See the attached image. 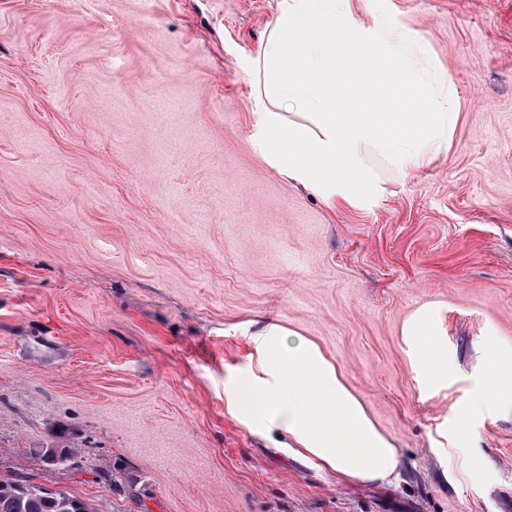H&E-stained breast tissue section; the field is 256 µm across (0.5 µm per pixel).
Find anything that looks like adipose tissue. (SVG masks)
Segmentation results:
<instances>
[{
    "instance_id": "adipose-tissue-1",
    "label": "adipose tissue",
    "mask_w": 512,
    "mask_h": 512,
    "mask_svg": "<svg viewBox=\"0 0 512 512\" xmlns=\"http://www.w3.org/2000/svg\"><path fill=\"white\" fill-rule=\"evenodd\" d=\"M260 149L283 176L328 206L354 205L382 191L369 163L406 171L448 148L458 121L450 76L432 71L402 27L360 23L352 0H281L254 60ZM418 367L435 384L450 370L431 308L406 326ZM279 383L248 382L237 402L278 419L294 442L336 473L384 482L398 469L393 442L313 345L280 352ZM512 403V353L491 349L472 406Z\"/></svg>"
}]
</instances>
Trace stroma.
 Returning a JSON list of instances; mask_svg holds the SVG:
<instances>
[{"label": "stroma", "mask_w": 512, "mask_h": 512, "mask_svg": "<svg viewBox=\"0 0 512 512\" xmlns=\"http://www.w3.org/2000/svg\"><path fill=\"white\" fill-rule=\"evenodd\" d=\"M279 3L0 0V471L104 512H512V404L457 420L512 348V0H353L419 40L460 115L429 166L371 158L385 193L333 208L257 146ZM425 306L443 388L405 334ZM268 323L337 365L391 482L234 405ZM60 430L77 452L51 470Z\"/></svg>", "instance_id": "obj_1"}]
</instances>
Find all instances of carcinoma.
Here are the masks:
<instances>
[{
	"mask_svg": "<svg viewBox=\"0 0 512 512\" xmlns=\"http://www.w3.org/2000/svg\"><path fill=\"white\" fill-rule=\"evenodd\" d=\"M0 512H97L64 490H51L14 475L0 474Z\"/></svg>",
	"mask_w": 512,
	"mask_h": 512,
	"instance_id": "obj_1",
	"label": "carcinoma"
}]
</instances>
